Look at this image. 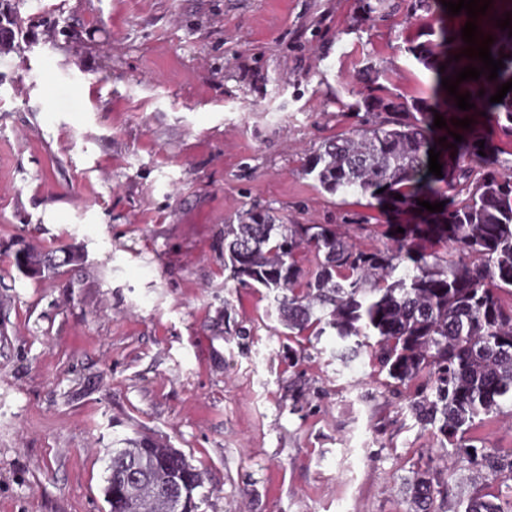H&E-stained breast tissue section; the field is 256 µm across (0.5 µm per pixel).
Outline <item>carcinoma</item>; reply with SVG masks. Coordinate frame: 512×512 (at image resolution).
<instances>
[{"instance_id":"cac0c4a2","label":"carcinoma","mask_w":512,"mask_h":512,"mask_svg":"<svg viewBox=\"0 0 512 512\" xmlns=\"http://www.w3.org/2000/svg\"><path fill=\"white\" fill-rule=\"evenodd\" d=\"M512 13L509 0H499L494 17L478 30L492 36V57L503 59L498 77L484 71L476 81H463L458 93L475 94L504 136L512 137V90L491 103L497 87L512 81L509 31L497 19ZM35 22L20 15L12 0H0V54L11 51L16 35ZM409 41L405 51L432 74L442 103L456 99L442 79L462 68L482 66L478 59L455 61L447 53L448 27L443 20ZM445 72H440V66ZM366 119L351 132L325 141L310 159L307 174L329 193L350 190L368 194L405 216L407 223L380 226L383 246L361 248L332 224H278L267 212L249 213L239 224L224 225V254L239 283L276 293L282 324L289 335L319 338L327 331L345 343L339 357L365 349L379 371L397 384L428 377L410 404L416 417L437 431L470 465L474 478L487 474L512 480V459L487 448L465 444L476 418L497 413L512 402V171L485 165L478 154L481 122L477 114L443 113L447 126L433 127L434 113L424 100L363 97ZM467 117L471 127L452 125ZM463 136L454 142L448 132ZM446 138L439 144V138ZM456 146L449 147V144ZM440 151L443 177L429 173V150ZM401 195L398 200L395 195ZM446 202L443 211L414 223L417 201ZM404 232H396L397 228ZM449 246L425 252L420 241ZM311 256L306 270L299 255ZM82 254L68 247L42 252L26 245L15 253V265L26 277H44L53 266L76 264ZM107 464L106 484L130 464L136 477L112 489L109 512H173L174 495L163 490L176 477L177 490L194 509L206 501L199 492L202 473L186 455L142 435L117 441ZM414 512H434L441 494V473L425 469L406 482ZM452 512H507L478 488L458 496Z\"/></svg>"}]
</instances>
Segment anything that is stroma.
<instances>
[{
    "instance_id": "1",
    "label": "stroma",
    "mask_w": 512,
    "mask_h": 512,
    "mask_svg": "<svg viewBox=\"0 0 512 512\" xmlns=\"http://www.w3.org/2000/svg\"><path fill=\"white\" fill-rule=\"evenodd\" d=\"M0 54V512H108L105 455L144 433L201 469L204 512H413L404 483L470 490L367 354L289 359L264 290L224 265L252 210L378 245L377 200L305 167L378 96L433 97L416 0H22ZM84 259L31 279L16 239ZM472 437L512 452V406Z\"/></svg>"
}]
</instances>
